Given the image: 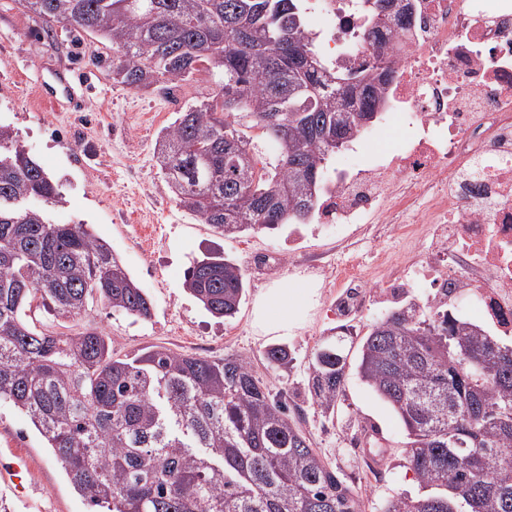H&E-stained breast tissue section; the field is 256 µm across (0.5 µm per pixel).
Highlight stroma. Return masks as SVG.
I'll return each mask as SVG.
<instances>
[{
    "mask_svg": "<svg viewBox=\"0 0 512 512\" xmlns=\"http://www.w3.org/2000/svg\"><path fill=\"white\" fill-rule=\"evenodd\" d=\"M112 57L111 45L98 37L61 30L47 38L33 14L14 0H0V123L11 126L53 176L62 196L51 210L53 221L86 224L107 241L153 303L147 320L101 305L65 320L38 310L32 315L37 330L70 336L96 328L111 336L123 356L165 346L211 359L246 358L274 390L287 392L288 405L299 408L315 448L358 487L362 512H379L388 496L417 493L404 461V427L358 374L361 338L369 324L390 312L389 302L371 293L370 310L347 319L356 334L344 341L349 355L336 422H324L308 389L307 369L313 352L338 325L337 263L362 256L370 264L369 281L377 282L382 271L371 264L374 250L389 254L398 274L416 259L415 243L391 236L383 224H356L340 235L304 224L293 238L284 228L225 238L177 206L154 157L159 132L181 107L214 91L211 76L197 73L173 91L158 84L136 90L113 80ZM56 69L89 74V82L76 88L85 99L82 110L60 111L43 97L40 83ZM216 253L246 273V296L231 318L212 316L183 286L192 262ZM284 281L314 289L315 295L293 334L280 341L256 332L253 307L261 289ZM279 341L294 360L289 368L274 370L264 351ZM19 455L30 463L28 491L21 496L4 477ZM0 512H88L45 439L5 401L0 402Z\"/></svg>",
    "mask_w": 512,
    "mask_h": 512,
    "instance_id": "35a3bbf8",
    "label": "stroma"
}]
</instances>
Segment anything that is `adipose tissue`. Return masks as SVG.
<instances>
[{
  "mask_svg": "<svg viewBox=\"0 0 512 512\" xmlns=\"http://www.w3.org/2000/svg\"><path fill=\"white\" fill-rule=\"evenodd\" d=\"M307 289L276 284L263 289L254 309V326L263 335L290 336L309 305Z\"/></svg>",
  "mask_w": 512,
  "mask_h": 512,
  "instance_id": "obj_1",
  "label": "adipose tissue"
}]
</instances>
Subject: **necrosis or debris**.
Returning <instances> with one entry per match:
<instances>
[{"label": "necrosis or debris", "instance_id": "necrosis-or-debris-1", "mask_svg": "<svg viewBox=\"0 0 512 512\" xmlns=\"http://www.w3.org/2000/svg\"><path fill=\"white\" fill-rule=\"evenodd\" d=\"M369 28L364 0H316L307 35L329 61L382 63L378 115L323 175L317 221L382 222L418 240L429 308L469 311L512 336V0H410ZM336 317L363 304L357 255L336 267Z\"/></svg>", "mask_w": 512, "mask_h": 512}]
</instances>
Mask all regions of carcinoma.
Segmentation results:
<instances>
[{
  "label": "carcinoma",
  "mask_w": 512,
  "mask_h": 512,
  "mask_svg": "<svg viewBox=\"0 0 512 512\" xmlns=\"http://www.w3.org/2000/svg\"><path fill=\"white\" fill-rule=\"evenodd\" d=\"M42 31L106 39L112 79L175 87L202 70L214 94L189 103L156 140L177 205L226 238L298 223L316 208L324 161L374 121L388 70L329 65L304 32L310 0H13ZM371 22L402 15L381 10ZM274 147L266 161L248 136ZM40 205L35 206L33 202ZM52 177L0 124V401L29 419L74 489L100 512H362L352 482L312 447L243 358L155 347L120 356L89 328L36 331L33 302L56 318L100 303L139 319L152 302L105 240L56 224ZM184 287L211 314L234 316L242 269L221 255L190 267ZM343 339L309 361L323 416L343 392ZM267 365L292 362L285 345ZM358 372L404 426L421 490L381 512H512V345L442 309L414 303L373 323Z\"/></svg>",
  "instance_id": "carcinoma-1"
}]
</instances>
